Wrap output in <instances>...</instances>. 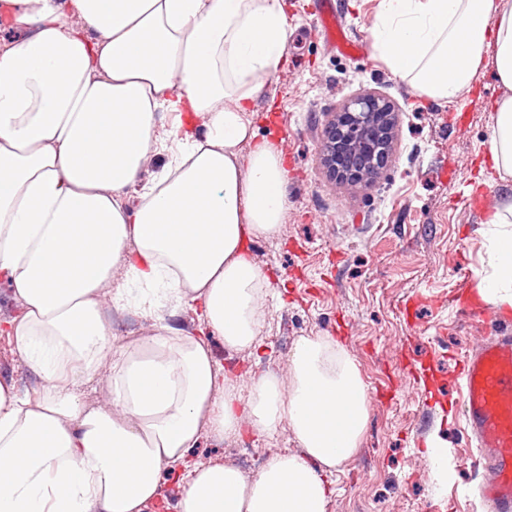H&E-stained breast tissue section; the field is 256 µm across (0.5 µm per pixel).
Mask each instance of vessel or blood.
<instances>
[{"label":"vessel or blood","mask_w":512,"mask_h":512,"mask_svg":"<svg viewBox=\"0 0 512 512\" xmlns=\"http://www.w3.org/2000/svg\"><path fill=\"white\" fill-rule=\"evenodd\" d=\"M317 26L329 43L343 52H363L349 40L336 0H316ZM457 316L473 323L495 322L496 330L460 362V404L465 430L484 454L480 484L488 512H512V316L496 315L468 301Z\"/></svg>","instance_id":"1"}]
</instances>
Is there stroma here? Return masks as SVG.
Wrapping results in <instances>:
<instances>
[{
    "label": "stroma",
    "mask_w": 512,
    "mask_h": 512,
    "mask_svg": "<svg viewBox=\"0 0 512 512\" xmlns=\"http://www.w3.org/2000/svg\"><path fill=\"white\" fill-rule=\"evenodd\" d=\"M311 0H287L288 63L272 76L253 124L285 159L288 204L276 234L248 245L269 288L258 305L259 346L232 349L210 339L214 360L249 395L263 375L292 381L291 358L301 338L329 336L356 365L371 396L355 453L328 474L334 492L327 512H483L476 484L482 453L467 437L458 410V359L483 332L455 315L449 300L463 284L477 285L486 266L483 215L467 197L485 192L498 205L503 184L487 157L493 105L502 89L480 71L453 103L418 95L374 50L344 56L325 44L309 13ZM379 0H336L349 37L369 41ZM361 91L380 95L398 113L395 147L377 178L349 184L322 162V134L333 113ZM420 289L441 304L405 320L404 304ZM154 319L133 309L112 310V346L122 349L155 334ZM438 370L432 389L419 388L415 368ZM111 360L92 379L77 378L81 402L113 406ZM0 378L23 392L41 390V375L0 335ZM448 442L452 474L440 482L427 452L430 435ZM229 448L259 456L300 452L289 421L259 434L241 422L238 434L202 430L187 454L206 466L225 461Z\"/></svg>",
    "instance_id": "stroma-1"
}]
</instances>
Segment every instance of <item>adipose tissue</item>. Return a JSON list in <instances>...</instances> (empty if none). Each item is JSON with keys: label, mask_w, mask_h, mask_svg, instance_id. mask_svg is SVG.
Instances as JSON below:
<instances>
[{"label": "adipose tissue", "mask_w": 512, "mask_h": 512, "mask_svg": "<svg viewBox=\"0 0 512 512\" xmlns=\"http://www.w3.org/2000/svg\"><path fill=\"white\" fill-rule=\"evenodd\" d=\"M0 25V284L20 304L0 334L46 382L31 395L0 379V512H142L202 428L235 434L244 416L260 434L289 421L301 453L248 482L229 463L194 468L178 512H327L326 474L368 419L346 348L301 339L289 391L264 375L244 399L208 346L257 341L268 281L246 244L277 232L288 181L251 112L286 62L285 0H0ZM371 37L436 102L492 67L504 94L489 158L512 177V0H380ZM161 113L174 118L163 138ZM153 153L167 163L141 181ZM482 233L479 294L512 308V194ZM106 294L157 332L113 353ZM167 308L193 310L203 333L162 322ZM107 358L113 412L72 389Z\"/></svg>", "instance_id": "adipose-tissue-1"}]
</instances>
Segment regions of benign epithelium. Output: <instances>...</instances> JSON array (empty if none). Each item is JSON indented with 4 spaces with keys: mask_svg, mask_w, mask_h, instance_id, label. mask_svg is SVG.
<instances>
[{
    "mask_svg": "<svg viewBox=\"0 0 512 512\" xmlns=\"http://www.w3.org/2000/svg\"><path fill=\"white\" fill-rule=\"evenodd\" d=\"M397 114L386 99L359 94L334 113L324 131L322 155L329 175L341 181L367 184L390 158Z\"/></svg>",
    "mask_w": 512,
    "mask_h": 512,
    "instance_id": "benign-epithelium-1",
    "label": "benign epithelium"
}]
</instances>
